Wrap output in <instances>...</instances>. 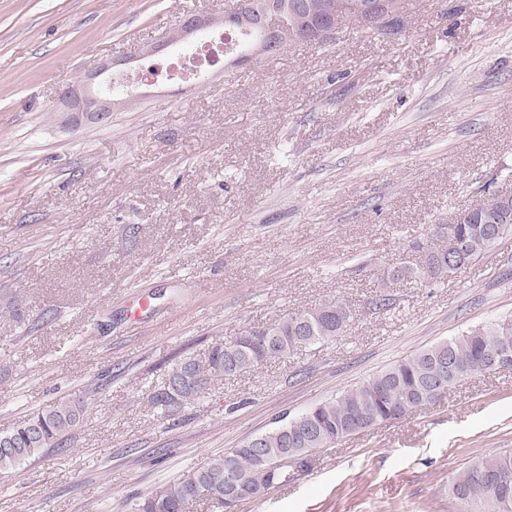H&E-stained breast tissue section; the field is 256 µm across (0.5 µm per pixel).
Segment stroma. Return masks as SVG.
I'll list each match as a JSON object with an SVG mask.
<instances>
[{
  "label": "stroma",
  "mask_w": 512,
  "mask_h": 512,
  "mask_svg": "<svg viewBox=\"0 0 512 512\" xmlns=\"http://www.w3.org/2000/svg\"><path fill=\"white\" fill-rule=\"evenodd\" d=\"M227 0H0V432L83 401L64 449L0 478V512H131L137 498L380 370L512 319V237L444 283L384 271L480 189L512 192V0H408L390 38L345 20L72 125L59 92L190 11ZM237 69L229 85L224 76ZM148 293L139 320L127 304ZM341 298L335 340L215 384L169 419L150 400L181 357ZM24 316L14 319L10 308ZM512 450V370L318 449L236 512H456L448 486ZM296 36L305 39L312 44H320V46L327 45L333 42H325L336 37L339 40V33L333 23L324 22H311L308 21L304 28L297 27L295 29ZM324 42V43H323Z\"/></svg>",
  "instance_id": "1"
}]
</instances>
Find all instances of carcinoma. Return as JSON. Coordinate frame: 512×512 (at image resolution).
<instances>
[{"mask_svg": "<svg viewBox=\"0 0 512 512\" xmlns=\"http://www.w3.org/2000/svg\"><path fill=\"white\" fill-rule=\"evenodd\" d=\"M288 4V19L324 15L326 6L336 7V23L359 19L370 0H279ZM243 39L236 50L255 49L260 32L238 30ZM495 224L501 237L512 236V206L500 195L484 192L472 211L456 225L453 235L439 242L413 248L417 260L384 273L383 283L419 277V270L432 271L430 283L451 278L459 268L486 258L482 238L475 229ZM469 239L465 261L448 266L456 241ZM352 320L351 307L341 300L290 312L268 327L250 328L230 342L212 346L206 360L185 357L167 374L162 386L151 393V403L173 418L197 400L213 381L236 376L267 362L286 360L302 349L341 335ZM512 354V320L474 326L460 336L411 355L374 375L361 385L294 416L283 413L275 426L260 435L259 448L241 444L207 464L192 468L174 482L151 492L134 504L133 512H188L203 502L223 510L226 490L242 500L288 482V467L310 468L315 450L383 423L400 420L436 400L432 393L439 374L459 382L487 371L492 358ZM84 407L79 401L62 400L40 410L23 424L0 433V474L42 457L50 448H64L68 432L77 425ZM450 493L459 512H512V450L493 458L477 459L460 469L450 483Z\"/></svg>", "mask_w": 512, "mask_h": 512, "instance_id": "1", "label": "carcinoma"}]
</instances>
